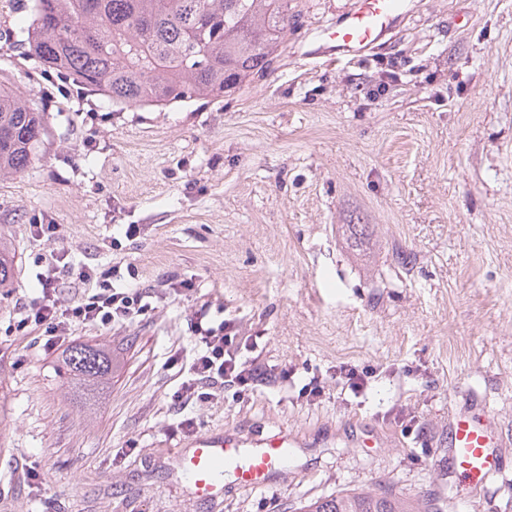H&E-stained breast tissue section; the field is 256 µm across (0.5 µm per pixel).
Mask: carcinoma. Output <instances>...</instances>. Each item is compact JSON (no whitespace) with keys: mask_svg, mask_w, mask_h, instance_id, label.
Returning a JSON list of instances; mask_svg holds the SVG:
<instances>
[{"mask_svg":"<svg viewBox=\"0 0 512 512\" xmlns=\"http://www.w3.org/2000/svg\"><path fill=\"white\" fill-rule=\"evenodd\" d=\"M26 56L80 89L126 106L218 99L270 68L299 15L288 0H31ZM42 115L0 81V174L37 159ZM15 280L0 243V288ZM66 371L92 386L109 380L112 353L76 345ZM297 512H438L427 497L377 485L310 499Z\"/></svg>","mask_w":512,"mask_h":512,"instance_id":"carcinoma-1","label":"carcinoma"}]
</instances>
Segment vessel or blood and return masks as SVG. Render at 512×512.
Segmentation results:
<instances>
[{"label":"vessel or blood","mask_w":512,"mask_h":512,"mask_svg":"<svg viewBox=\"0 0 512 512\" xmlns=\"http://www.w3.org/2000/svg\"><path fill=\"white\" fill-rule=\"evenodd\" d=\"M403 7V0H353L343 22L327 35L337 57L357 59L375 48L391 32ZM295 442V436L285 431L259 442L248 433L230 438L220 433L203 434L192 441L181 466L196 495L217 499L224 494V475L228 472L234 474L240 488L269 486L272 473L284 471L288 450ZM494 446L487 422L465 412L453 415L448 453L469 487H486L501 475Z\"/></svg>","instance_id":"vessel-or-blood-1"}]
</instances>
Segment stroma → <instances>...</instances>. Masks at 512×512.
<instances>
[{
	"instance_id": "35a3bbf8",
	"label": "stroma",
	"mask_w": 512,
	"mask_h": 512,
	"mask_svg": "<svg viewBox=\"0 0 512 512\" xmlns=\"http://www.w3.org/2000/svg\"><path fill=\"white\" fill-rule=\"evenodd\" d=\"M351 2L292 0L299 29L263 78L161 109L45 75L13 46L23 0H0V81L45 124L38 160L0 177L16 269L0 294V512H292L371 482L443 512H512V0H406L347 62L326 33ZM349 224L372 226L362 248ZM54 250L153 295L131 322L72 327V344L112 349L94 390L19 325ZM174 278L194 293L157 298ZM203 308L254 337L268 377L245 401L228 387L183 409L169 358L191 359ZM344 364L366 370L361 390ZM315 376L323 392L305 396ZM465 408L501 441L484 491L448 455ZM282 428L298 440L286 475L192 497L176 456L193 439Z\"/></svg>"
}]
</instances>
